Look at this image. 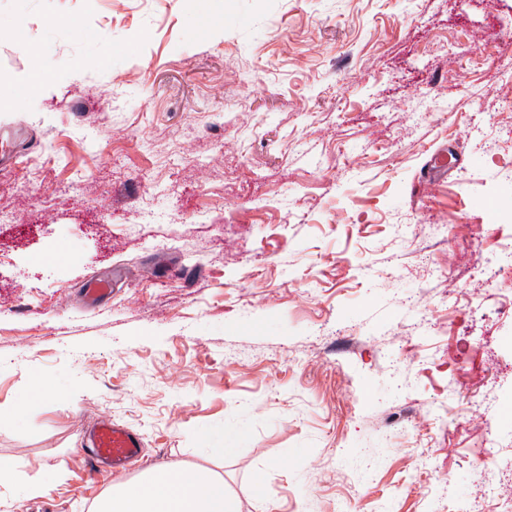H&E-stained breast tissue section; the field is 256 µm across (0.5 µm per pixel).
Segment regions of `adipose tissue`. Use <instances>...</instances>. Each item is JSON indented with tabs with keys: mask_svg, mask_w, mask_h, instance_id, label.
I'll list each match as a JSON object with an SVG mask.
<instances>
[{
	"mask_svg": "<svg viewBox=\"0 0 512 512\" xmlns=\"http://www.w3.org/2000/svg\"><path fill=\"white\" fill-rule=\"evenodd\" d=\"M92 512H238L219 475L180 464L145 469L113 484Z\"/></svg>",
	"mask_w": 512,
	"mask_h": 512,
	"instance_id": "obj_1",
	"label": "adipose tissue"
}]
</instances>
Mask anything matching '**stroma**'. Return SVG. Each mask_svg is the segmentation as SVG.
<instances>
[{
	"label": "stroma",
	"mask_w": 512,
	"mask_h": 512,
	"mask_svg": "<svg viewBox=\"0 0 512 512\" xmlns=\"http://www.w3.org/2000/svg\"><path fill=\"white\" fill-rule=\"evenodd\" d=\"M35 65L0 112L35 142L0 168V512L170 463L239 512H503L512 0H0V73ZM102 415L129 470L88 466ZM41 73L38 69L23 78H17L10 74H0V112L15 111L20 109L26 101L28 93H35L40 89L39 79ZM24 85L25 92L18 93L16 88ZM92 445L94 459L108 461L114 468L135 462L144 446L138 433L111 419L102 421L94 430Z\"/></svg>",
	"instance_id": "obj_1"
}]
</instances>
